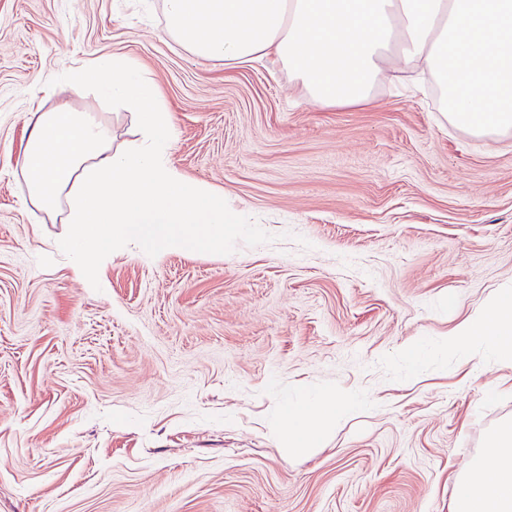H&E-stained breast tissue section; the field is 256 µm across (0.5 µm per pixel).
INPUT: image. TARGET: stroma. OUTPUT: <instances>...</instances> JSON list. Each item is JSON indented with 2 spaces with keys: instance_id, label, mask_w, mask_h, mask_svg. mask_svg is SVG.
I'll return each instance as SVG.
<instances>
[{
  "instance_id": "35a3bbf8",
  "label": "stroma",
  "mask_w": 512,
  "mask_h": 512,
  "mask_svg": "<svg viewBox=\"0 0 512 512\" xmlns=\"http://www.w3.org/2000/svg\"><path fill=\"white\" fill-rule=\"evenodd\" d=\"M157 85L188 179L224 194L216 251L57 252L23 202L33 113L138 129L83 61ZM512 285V137L450 125L409 77L323 109L264 63L200 62L162 0H0V512H450L512 368L449 329ZM416 357L402 354L406 344ZM332 389L355 408L290 452L282 411Z\"/></svg>"
}]
</instances>
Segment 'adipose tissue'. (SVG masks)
<instances>
[{"label":"adipose tissue","mask_w":512,"mask_h":512,"mask_svg":"<svg viewBox=\"0 0 512 512\" xmlns=\"http://www.w3.org/2000/svg\"><path fill=\"white\" fill-rule=\"evenodd\" d=\"M163 11L168 35L196 60L270 59L320 107L368 103L398 61L429 74L452 125L480 137L512 132V0H163ZM72 81L78 91L97 83L132 111L141 134L117 147L111 124L95 113L60 107L34 115L20 173L31 205L66 224L56 246L74 256L76 279L102 287L99 271L80 258L109 254L118 241L152 252L220 246L224 197L172 164L174 125L152 80L126 60L99 57ZM447 343L512 367V287L457 323ZM349 411L341 392L328 391L288 409L281 437L289 450H312ZM451 512H512L511 423L460 477Z\"/></svg>","instance_id":"1"}]
</instances>
